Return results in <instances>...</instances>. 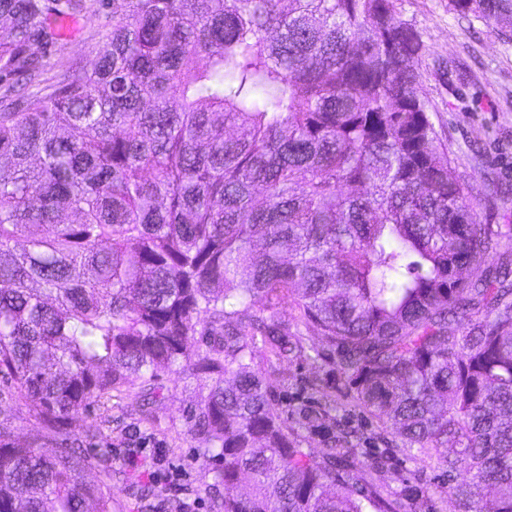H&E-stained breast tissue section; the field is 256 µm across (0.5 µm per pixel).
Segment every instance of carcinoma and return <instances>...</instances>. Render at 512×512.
Wrapping results in <instances>:
<instances>
[{"mask_svg": "<svg viewBox=\"0 0 512 512\" xmlns=\"http://www.w3.org/2000/svg\"><path fill=\"white\" fill-rule=\"evenodd\" d=\"M448 5L512 31V0ZM85 10L0 0V82L40 85ZM423 51L397 0H112L90 63L0 96V512H112L100 424L70 421L164 373L224 512H395L388 452L316 455L329 410L283 416L259 356L312 351L454 512H512V231L451 174Z\"/></svg>", "mask_w": 512, "mask_h": 512, "instance_id": "carcinoma-1", "label": "carcinoma"}]
</instances>
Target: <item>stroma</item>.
<instances>
[{
	"instance_id": "35a3bbf8",
	"label": "stroma",
	"mask_w": 512,
	"mask_h": 512,
	"mask_svg": "<svg viewBox=\"0 0 512 512\" xmlns=\"http://www.w3.org/2000/svg\"><path fill=\"white\" fill-rule=\"evenodd\" d=\"M397 6L425 45L419 91L429 103L452 172L468 182L482 223L512 225V34H504L494 23L449 11L448 0H397ZM111 23L107 9L70 22L68 34L47 58L46 83H53L61 65L71 58H92ZM316 374L336 406L327 426L339 422L358 429V453L377 447V423L354 410L348 384L336 365L320 371L304 359L281 363L271 382L285 413L308 405L304 385ZM163 384V396L149 420L140 419L134 397L116 391L72 421L76 431L91 419L103 424L101 446L112 453V479L104 487L112 496V512H155L140 500L136 487L148 482L150 473L171 465L183 471L172 496L198 500L195 512H214L212 466L198 457L183 432V411L195 404L196 397L174 375H165ZM132 448L140 451L134 467L124 461ZM383 490L399 498L398 512H448L442 480L427 459L397 453Z\"/></svg>"
}]
</instances>
